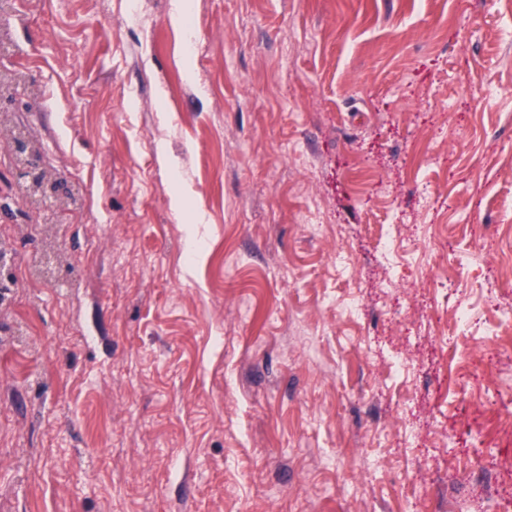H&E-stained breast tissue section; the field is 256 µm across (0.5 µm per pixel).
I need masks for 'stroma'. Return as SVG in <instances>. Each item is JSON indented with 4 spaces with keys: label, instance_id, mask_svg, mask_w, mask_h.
<instances>
[{
    "label": "stroma",
    "instance_id": "35a3bbf8",
    "mask_svg": "<svg viewBox=\"0 0 512 512\" xmlns=\"http://www.w3.org/2000/svg\"><path fill=\"white\" fill-rule=\"evenodd\" d=\"M127 3L0 16L84 201L0 347V512H512V331L448 355L457 304L512 308V0H189V56Z\"/></svg>",
    "mask_w": 512,
    "mask_h": 512
}]
</instances>
